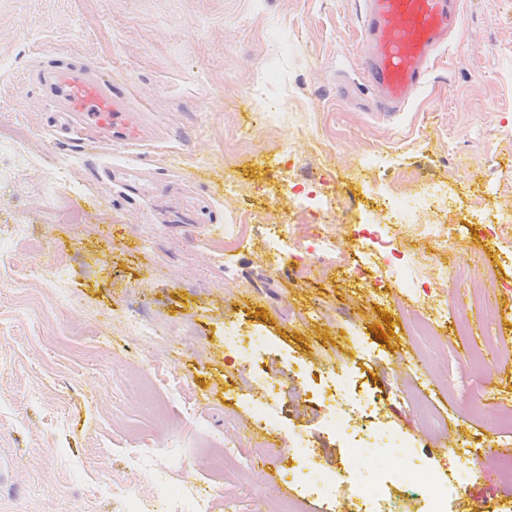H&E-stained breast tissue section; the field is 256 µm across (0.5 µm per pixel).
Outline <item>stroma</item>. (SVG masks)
<instances>
[{
  "label": "stroma",
  "instance_id": "1",
  "mask_svg": "<svg viewBox=\"0 0 512 512\" xmlns=\"http://www.w3.org/2000/svg\"><path fill=\"white\" fill-rule=\"evenodd\" d=\"M362 10V0H0V132L20 131L33 160L0 169V512H193L191 488L213 494L212 512H281L291 500L298 512H352L360 489L382 496L383 512H431L421 487L432 470L453 478L448 512H512V487L483 453L512 441L483 420L512 406V360L464 366L456 286L436 291L446 322L429 349L411 335L413 304L383 257L356 282L358 256L301 271L256 231L223 251L242 209L271 214L300 245L319 233L276 192L284 139L300 156L292 182L335 175L343 198L331 216L346 237L373 205L369 189L408 207L441 183L467 217L445 226L459 251L411 231L395 245L466 262L477 277L494 272L490 303L512 345V242L494 243L478 218L512 201L502 171L512 163V0H463L462 42L395 115L374 111L363 85ZM58 58L121 81L147 140L127 148L53 134L56 107L38 78ZM282 108L295 121L268 124ZM113 165L141 166L153 192L109 185ZM18 224L32 239L15 235ZM59 274L65 301L47 287ZM130 316L158 321L157 342L130 336ZM233 330L255 339L254 354L225 345ZM310 367L346 375L410 452L360 470L357 449L323 423L327 401L292 392L259 444L254 417L270 378ZM154 368L191 408L171 399L158 415L141 400L142 372ZM302 440L331 478L327 492L305 488ZM211 441L242 467L213 469ZM265 460L280 461L289 497L263 481Z\"/></svg>",
  "mask_w": 512,
  "mask_h": 512
}]
</instances>
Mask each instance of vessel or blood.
<instances>
[{"mask_svg": "<svg viewBox=\"0 0 512 512\" xmlns=\"http://www.w3.org/2000/svg\"><path fill=\"white\" fill-rule=\"evenodd\" d=\"M461 0H364L358 53L367 85L382 111H404L425 83L441 49L461 42ZM43 83L51 99L80 123L114 142L141 141L145 130L112 82L89 63L50 67Z\"/></svg>", "mask_w": 512, "mask_h": 512, "instance_id": "obj_1", "label": "vessel or blood"}]
</instances>
